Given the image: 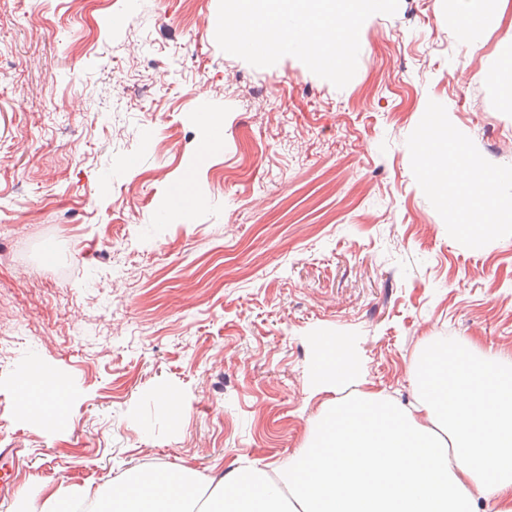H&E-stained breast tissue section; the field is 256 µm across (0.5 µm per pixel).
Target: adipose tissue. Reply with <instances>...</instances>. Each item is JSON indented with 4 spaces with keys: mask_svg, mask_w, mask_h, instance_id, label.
Here are the masks:
<instances>
[{
    "mask_svg": "<svg viewBox=\"0 0 512 512\" xmlns=\"http://www.w3.org/2000/svg\"><path fill=\"white\" fill-rule=\"evenodd\" d=\"M428 171L448 168V187L468 188L463 223L503 217L486 193L492 173L446 140L425 142ZM428 339L411 374L416 405L393 404L365 373H337L320 358L316 392L329 393L306 448L280 464L247 460L210 478L218 512H512V355L469 343L456 363ZM350 398H340L342 388ZM201 480L187 466L129 472L113 482L106 512H194Z\"/></svg>",
    "mask_w": 512,
    "mask_h": 512,
    "instance_id": "ef3b65f1",
    "label": "adipose tissue"
}]
</instances>
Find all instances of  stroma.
<instances>
[{"label": "stroma", "instance_id": "1", "mask_svg": "<svg viewBox=\"0 0 512 512\" xmlns=\"http://www.w3.org/2000/svg\"><path fill=\"white\" fill-rule=\"evenodd\" d=\"M399 0L344 88L215 40L218 0H0V448L21 495L302 448L317 337L414 403L424 337L512 350V221L480 247L428 188L432 115L512 169V0ZM216 118L224 139L204 151ZM187 186L199 204L175 209ZM63 383L20 410L31 364Z\"/></svg>", "mask_w": 512, "mask_h": 512}]
</instances>
